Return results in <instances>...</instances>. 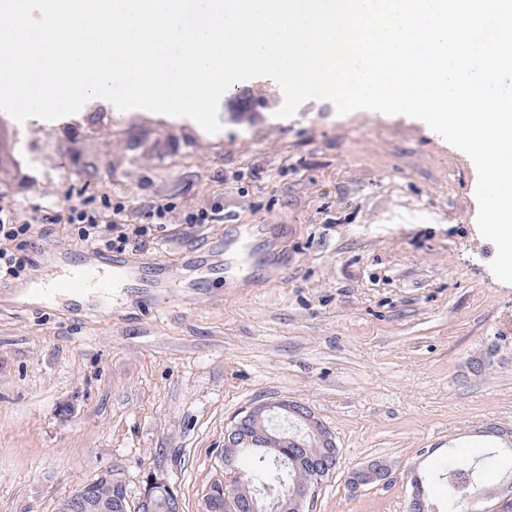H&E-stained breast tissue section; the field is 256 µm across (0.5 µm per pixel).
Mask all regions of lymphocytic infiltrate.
<instances>
[{"label":"lymphocytic infiltrate","instance_id":"1","mask_svg":"<svg viewBox=\"0 0 512 512\" xmlns=\"http://www.w3.org/2000/svg\"><path fill=\"white\" fill-rule=\"evenodd\" d=\"M172 210L171 203L157 201L144 212L143 223L124 224L113 220L112 201L107 196L96 206L71 195L63 205L51 208L34 205L26 211L10 201L1 203L0 283L33 270L28 250L37 239L48 237L51 225H69L77 243L91 249L121 252L129 245L142 242L152 228L163 226Z\"/></svg>","mask_w":512,"mask_h":512}]
</instances>
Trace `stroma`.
<instances>
[{"mask_svg": "<svg viewBox=\"0 0 512 512\" xmlns=\"http://www.w3.org/2000/svg\"><path fill=\"white\" fill-rule=\"evenodd\" d=\"M280 93L235 84L214 134L99 99L35 120L36 166L0 112V195L21 208L82 190L135 224L173 203L162 231L126 249L145 265L176 277L236 225L268 226L255 277L238 279L225 249V284L162 309L144 310L138 288L109 312L0 298V512H55L110 468L131 497L150 468L184 512H204L227 424L260 401L301 402L334 434L314 512H408L412 473L452 449L484 453L486 426L512 430V284L489 268L470 158L402 115L347 124L310 100L277 118ZM200 208L222 221L185 223ZM372 459L390 481L350 494L349 472Z\"/></svg>", "mask_w": 512, "mask_h": 512, "instance_id": "obj_1", "label": "stroma"}]
</instances>
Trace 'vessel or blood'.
I'll list each match as a JSON object with an SVG mask.
<instances>
[{"label": "vessel or blood", "mask_w": 512, "mask_h": 512, "mask_svg": "<svg viewBox=\"0 0 512 512\" xmlns=\"http://www.w3.org/2000/svg\"><path fill=\"white\" fill-rule=\"evenodd\" d=\"M252 225L239 226L232 242L239 256L240 275L252 273L255 262L252 258ZM34 272L29 294L34 303L55 300L70 295L91 293L103 298L111 297L117 289L129 287L131 283L144 279L145 270L132 260L108 252L82 250L72 252L57 248L46 240L36 241L32 247ZM60 264L62 271L50 279H43L46 265ZM224 265L221 259L195 265L191 279L193 287H201L210 280L222 277Z\"/></svg>", "instance_id": "obj_1"}]
</instances>
